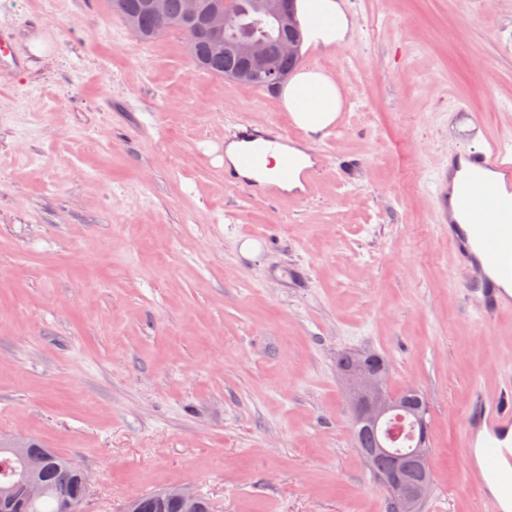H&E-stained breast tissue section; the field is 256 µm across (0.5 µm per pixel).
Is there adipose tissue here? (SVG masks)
Listing matches in <instances>:
<instances>
[{
	"instance_id": "ef3b65f1",
	"label": "adipose tissue",
	"mask_w": 512,
	"mask_h": 512,
	"mask_svg": "<svg viewBox=\"0 0 512 512\" xmlns=\"http://www.w3.org/2000/svg\"><path fill=\"white\" fill-rule=\"evenodd\" d=\"M298 19L305 37L330 45L344 40L349 20L338 0H297ZM280 98L296 126L318 134L335 124L342 109L343 94L331 74L305 70L280 87Z\"/></svg>"
}]
</instances>
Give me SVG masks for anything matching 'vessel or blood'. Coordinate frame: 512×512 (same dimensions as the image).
Here are the masks:
<instances>
[{
  "mask_svg": "<svg viewBox=\"0 0 512 512\" xmlns=\"http://www.w3.org/2000/svg\"><path fill=\"white\" fill-rule=\"evenodd\" d=\"M462 158L473 173L472 179L461 182L454 194L453 208L462 215V222H449L448 242L453 248L456 264L465 275L463 282L480 321L494 320L512 309V289L502 287L495 275L500 260L512 257V146L492 142L481 149L462 151ZM264 163L260 152L244 151L238 168L224 171V182L246 188L251 195L278 199L281 184L299 177L304 185L314 183L313 171H297L289 157H282L279 168L261 184H244L241 172L258 169ZM512 427V389L502 390L493 400L477 398L466 415L468 430H496ZM471 464L465 481L468 487L484 492V500L493 512L501 505L488 494V483L512 493V448L491 443L476 452H468Z\"/></svg>",
  "mask_w": 512,
  "mask_h": 512,
  "instance_id": "obj_1",
  "label": "vessel or blood"
}]
</instances>
